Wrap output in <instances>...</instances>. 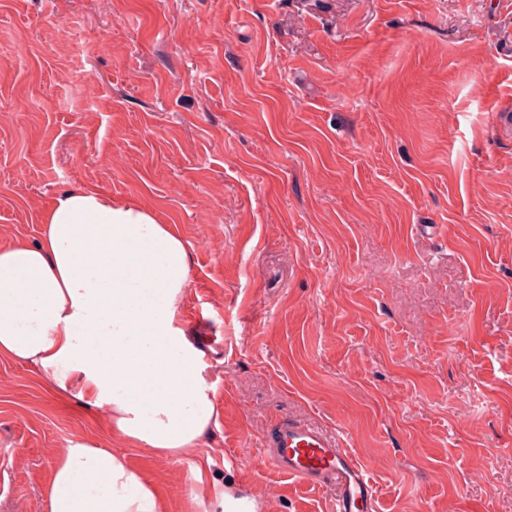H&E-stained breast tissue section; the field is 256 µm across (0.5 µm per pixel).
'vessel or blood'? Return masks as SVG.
I'll return each mask as SVG.
<instances>
[{
  "instance_id": "obj_1",
  "label": "vessel or blood",
  "mask_w": 512,
  "mask_h": 512,
  "mask_svg": "<svg viewBox=\"0 0 512 512\" xmlns=\"http://www.w3.org/2000/svg\"><path fill=\"white\" fill-rule=\"evenodd\" d=\"M267 463L280 475L310 486L334 487L333 512H376V490L363 460L348 450L340 435L315 423L280 417L264 440ZM225 492L238 500L241 512H264L250 488L224 473Z\"/></svg>"
}]
</instances>
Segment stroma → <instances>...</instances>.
Returning a JSON list of instances; mask_svg holds the SVG:
<instances>
[{
    "mask_svg": "<svg viewBox=\"0 0 512 512\" xmlns=\"http://www.w3.org/2000/svg\"><path fill=\"white\" fill-rule=\"evenodd\" d=\"M87 187L189 242L218 421L159 456L0 358V512L76 439L165 512H220L228 450L266 512H332L263 460L290 414L377 512H512V0H0V243Z\"/></svg>",
    "mask_w": 512,
    "mask_h": 512,
    "instance_id": "35a3bbf8",
    "label": "stroma"
}]
</instances>
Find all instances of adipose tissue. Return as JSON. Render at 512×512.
<instances>
[{"mask_svg":"<svg viewBox=\"0 0 512 512\" xmlns=\"http://www.w3.org/2000/svg\"><path fill=\"white\" fill-rule=\"evenodd\" d=\"M188 272L187 242L147 206L64 192L36 242L0 244V357L107 408L113 435L182 455L218 418L186 337ZM45 499L48 512H163L152 484L88 440L64 448Z\"/></svg>","mask_w":512,"mask_h":512,"instance_id":"adipose-tissue-1","label":"adipose tissue"}]
</instances>
